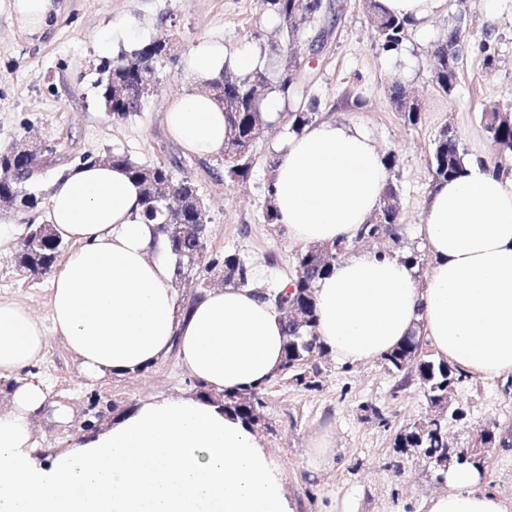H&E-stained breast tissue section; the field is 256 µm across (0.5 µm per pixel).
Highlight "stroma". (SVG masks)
I'll use <instances>...</instances> for the list:
<instances>
[{
    "label": "stroma",
    "instance_id": "35a3bbf8",
    "mask_svg": "<svg viewBox=\"0 0 512 512\" xmlns=\"http://www.w3.org/2000/svg\"><path fill=\"white\" fill-rule=\"evenodd\" d=\"M0 0V149L52 145L34 184L40 199L36 209L21 214L0 207V226L45 224L52 182L81 158H104L116 152L145 165H163L175 176H190L207 208V250L210 254L239 252L252 266L256 280L276 288L295 274L301 242L289 238L277 224L265 222L266 187L275 147L288 132L286 120L273 123L257 140L246 181L224 175L219 158L185 154L167 133L163 114L171 97L191 85L184 61L197 43L217 39L227 44L247 42L270 51L278 41V24L260 0H64L63 11L42 36L25 32ZM344 9L326 20L327 41L321 52L311 50L316 28H308L293 43L301 61L298 77L319 107L316 122L356 123L382 152H395L392 175L399 186L402 212L399 250L420 254L417 277H425L430 257L417 235L425 202L433 189L431 153L441 129L452 127L469 157L492 159L494 147L482 124L489 107L512 110V0H468L470 29L481 36L493 21L500 62L485 68L468 53L456 91L447 95L431 81L434 44L453 21L455 5L448 0L426 27H413L402 49L388 55L375 41L364 0H343ZM138 40L158 33L170 38L175 58L159 73V84L140 112L113 119L101 102L98 65L113 60L98 35L112 28L116 38L126 29ZM400 80L420 105L417 125H405L390 100V83ZM17 241L0 237V299L30 307L48 317L53 274L32 278L15 261ZM319 386L307 389L279 375L265 390L263 414L269 424L259 437L281 466L298 512H387L393 501L418 512L423 500L444 490L432 464L417 456L404 457L400 471L388 469L396 434L406 425L428 417L429 404L418 384L399 387L398 376L383 361L343 365L333 355L320 357ZM33 376L49 388L50 401L68 403L70 423L52 416L36 420L34 428L48 454L65 447L82 433L94 400L111 403L98 421L105 428L117 415L142 402L190 397L192 377L177 355L152 368L127 375L85 377L58 336H50L44 354L34 363ZM454 404L465 415L448 422V441L456 448L472 445L477 432L496 427L499 442L484 451L488 488L512 498V383L468 377L453 391ZM375 403L387 425L367 419L365 404ZM331 432L334 446L315 454L311 440Z\"/></svg>",
    "mask_w": 512,
    "mask_h": 512
}]
</instances>
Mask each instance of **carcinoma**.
Wrapping results in <instances>:
<instances>
[{"instance_id": "obj_1", "label": "carcinoma", "mask_w": 512, "mask_h": 512, "mask_svg": "<svg viewBox=\"0 0 512 512\" xmlns=\"http://www.w3.org/2000/svg\"><path fill=\"white\" fill-rule=\"evenodd\" d=\"M265 10L273 12L280 21V43L272 51L283 58L277 81L270 82L266 72L256 69L247 74H237L229 68L216 78L204 83L209 94L224 112L227 138L224 143V175L232 180L244 181L252 167V149L263 130L272 124L269 113L262 111V102L276 91L283 99L300 98L297 108L288 113L289 131L300 134L313 122L318 108L314 97L304 98L295 81L300 61L288 54L292 40L299 33L316 22L328 9L340 12L335 4L324 5L323 0H262ZM380 49L389 53L401 48L413 22L386 12L379 0H367ZM466 26L448 29L445 37L434 45L432 56L435 64L431 80L443 93L450 95L457 87L460 67L464 54L474 52L482 58L483 65L491 69L499 61L497 39L490 28H485L483 38L468 41ZM154 37L130 52H121L112 66L104 69L105 77L100 79L101 98L105 111L114 119H125L140 111L147 97L154 92L159 81V67L164 57L158 55ZM391 100L401 112L404 123L414 126L420 112L410 102L402 84L393 80L390 85ZM484 131L498 147V160L483 162L484 168L494 174L502 172L503 162L512 159V117L494 107L481 114ZM467 153L461 148L457 135L450 128L442 130L432 153L433 182L457 177L464 169ZM14 150L0 149V196L17 199L20 210L33 209L38 204L36 194L29 190L27 181L11 177V164ZM109 163L123 168L138 183L143 195L141 219L157 226L168 244V252L174 259L175 277L184 279L186 272L204 266L206 275L190 282L193 298L212 287L208 283L210 274L222 272L223 284L236 288H250L261 298L270 301L285 317L284 362L281 374L290 375L298 385L313 387L316 381L307 376L308 361L321 355L325 348L316 333L318 321L315 302L316 284L330 275L338 262L344 259L352 244L338 240L332 244L319 245L307 249L297 256L295 276L276 289H268L257 284L249 263L237 252L207 257L205 205L195 183L188 176L174 178L172 172L159 165L145 167L126 154H113ZM398 186L393 181L386 182L382 201L377 215L363 225L355 242L372 243L379 246V252L388 254L387 243L399 241L400 211L397 205ZM63 251V241L52 230H47L38 238V244L27 248L16 258L19 267L35 275H44L57 263ZM423 342L420 336H410L400 345L382 357L387 368L404 374L401 385L406 386L411 378H416L431 406L440 405L448 386L465 378L464 373L450 363L430 355L421 356L414 372H409L407 363L417 346ZM260 386L245 392L224 393L213 398L224 412L240 418L255 429L264 425L261 409L264 407V391ZM446 417L436 416L427 420L425 430L410 424L394 438L395 459L389 467L401 469V458L406 448H421L424 456L432 459L437 476L444 477L448 470V439L444 428ZM496 443L495 432L488 431L486 437L477 444L478 450L456 457L455 464L481 463L482 449Z\"/></svg>"}]
</instances>
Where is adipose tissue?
Wrapping results in <instances>:
<instances>
[{"label": "adipose tissue", "instance_id": "obj_1", "mask_svg": "<svg viewBox=\"0 0 512 512\" xmlns=\"http://www.w3.org/2000/svg\"><path fill=\"white\" fill-rule=\"evenodd\" d=\"M7 8L34 35L61 5L8 0ZM267 63L248 45L199 43L186 60L195 85L164 113L168 134L195 155H222L224 114L199 86L223 69L244 74ZM387 177L360 126H309L276 149L279 223L303 243L355 239ZM141 210L140 187L109 164L78 165L51 186L53 230L77 247L52 282L48 320L0 299V512H297L255 431L197 397L142 403L42 460L34 422L48 395L26 371L49 334L61 336L87 375L131 373L174 353L216 394L266 384L283 362L284 322L249 290L218 286L180 302L164 238ZM421 232L426 280L399 257L365 251L319 281L320 342L353 365L417 334L470 376L512 379V174L467 162L429 195ZM482 477L477 464L450 467L445 490L420 512H512V499L482 487Z\"/></svg>", "mask_w": 512, "mask_h": 512}]
</instances>
